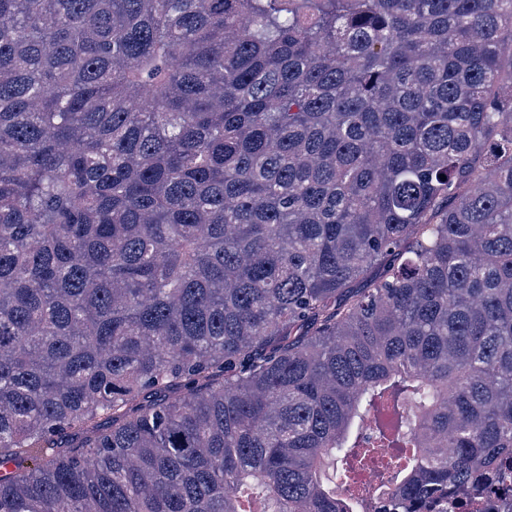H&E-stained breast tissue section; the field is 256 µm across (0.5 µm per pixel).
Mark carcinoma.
I'll use <instances>...</instances> for the list:
<instances>
[{
  "mask_svg": "<svg viewBox=\"0 0 512 512\" xmlns=\"http://www.w3.org/2000/svg\"><path fill=\"white\" fill-rule=\"evenodd\" d=\"M509 457L512 0H0V512Z\"/></svg>",
  "mask_w": 512,
  "mask_h": 512,
  "instance_id": "carcinoma-1",
  "label": "carcinoma"
}]
</instances>
